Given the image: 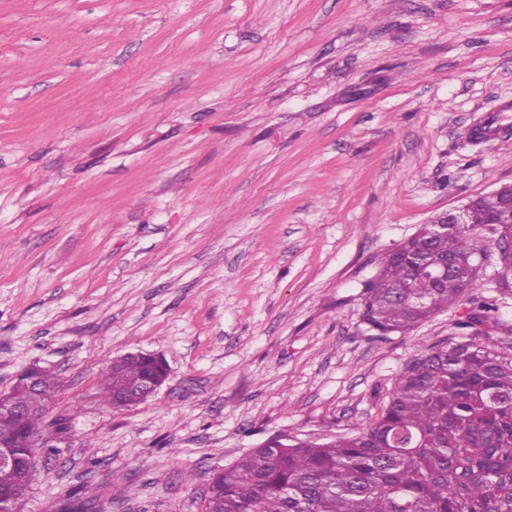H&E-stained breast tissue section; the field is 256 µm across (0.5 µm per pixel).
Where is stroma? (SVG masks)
Returning a JSON list of instances; mask_svg holds the SVG:
<instances>
[{
  "instance_id": "stroma-1",
  "label": "stroma",
  "mask_w": 512,
  "mask_h": 512,
  "mask_svg": "<svg viewBox=\"0 0 512 512\" xmlns=\"http://www.w3.org/2000/svg\"><path fill=\"white\" fill-rule=\"evenodd\" d=\"M512 0H0V392L59 374L21 512H205L276 435L357 431L467 304L373 336L362 284L512 184ZM169 375L103 405L112 357Z\"/></svg>"
}]
</instances>
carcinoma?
<instances>
[{
  "label": "carcinoma",
  "mask_w": 512,
  "mask_h": 512,
  "mask_svg": "<svg viewBox=\"0 0 512 512\" xmlns=\"http://www.w3.org/2000/svg\"><path fill=\"white\" fill-rule=\"evenodd\" d=\"M496 196L473 201L465 224L437 237L424 225L387 252L363 283V323L404 332L463 300L467 340L441 343L397 377L380 415L327 443L273 437L213 472L205 512H512V354L482 341V326L502 328L494 296H477L481 260L496 255L495 282L512 289L508 225L491 223ZM40 389L16 386L21 410L0 413V441L21 458L36 447L39 408L54 400L59 375L36 366ZM167 362L112 359L101 381L103 403L165 378ZM32 476L0 469V492H27Z\"/></svg>",
  "instance_id": "obj_1"
}]
</instances>
